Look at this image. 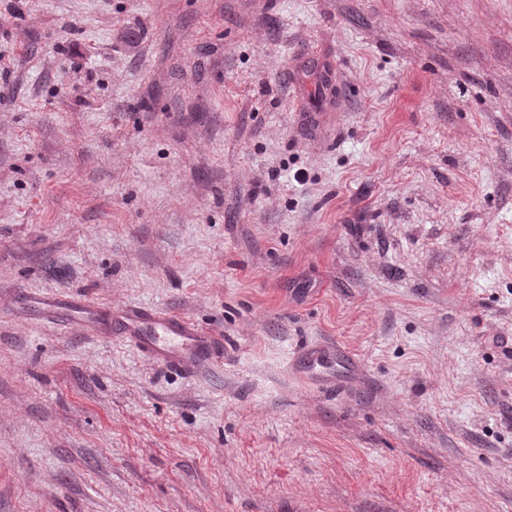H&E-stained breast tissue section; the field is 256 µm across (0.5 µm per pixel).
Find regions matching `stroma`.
<instances>
[{
	"mask_svg": "<svg viewBox=\"0 0 512 512\" xmlns=\"http://www.w3.org/2000/svg\"><path fill=\"white\" fill-rule=\"evenodd\" d=\"M0 91V512H512V0H0ZM114 329L133 340L152 359L174 369L207 360L217 346L192 322L177 315L127 307L113 317ZM329 362L333 364L330 371L315 372L317 367L328 369ZM296 363L308 379L326 388L341 387L355 367L354 359L345 350L313 345L305 346L298 353Z\"/></svg>",
	"mask_w": 512,
	"mask_h": 512,
	"instance_id": "1",
	"label": "stroma"
}]
</instances>
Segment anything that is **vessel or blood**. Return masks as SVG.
Masks as SVG:
<instances>
[{
	"mask_svg": "<svg viewBox=\"0 0 512 512\" xmlns=\"http://www.w3.org/2000/svg\"><path fill=\"white\" fill-rule=\"evenodd\" d=\"M113 321L116 331L137 343L152 359L174 369L217 353L208 336L177 315L129 307ZM296 363L308 379L328 388L342 386L355 367L345 350L313 345L298 353Z\"/></svg>",
	"mask_w": 512,
	"mask_h": 512,
	"instance_id": "b4317fda",
	"label": "vessel or blood"
}]
</instances>
